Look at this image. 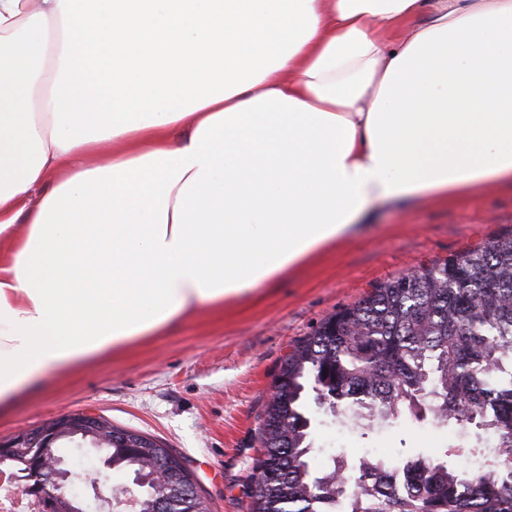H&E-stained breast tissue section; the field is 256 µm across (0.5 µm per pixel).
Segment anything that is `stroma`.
I'll use <instances>...</instances> for the list:
<instances>
[{"label": "stroma", "mask_w": 512, "mask_h": 512, "mask_svg": "<svg viewBox=\"0 0 512 512\" xmlns=\"http://www.w3.org/2000/svg\"><path fill=\"white\" fill-rule=\"evenodd\" d=\"M512 234V189L446 203L421 199L379 210L372 222L313 254L276 286L173 322L121 355L49 372L0 414V439L77 413L150 434L179 453L210 512H248L259 416L282 362L337 310L414 268ZM320 459L362 448H444L449 438L403 420L368 435L316 432Z\"/></svg>", "instance_id": "obj_1"}]
</instances>
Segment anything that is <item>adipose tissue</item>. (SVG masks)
<instances>
[{
    "instance_id": "adipose-tissue-1",
    "label": "adipose tissue",
    "mask_w": 512,
    "mask_h": 512,
    "mask_svg": "<svg viewBox=\"0 0 512 512\" xmlns=\"http://www.w3.org/2000/svg\"><path fill=\"white\" fill-rule=\"evenodd\" d=\"M510 186L512 0H0V407Z\"/></svg>"
}]
</instances>
